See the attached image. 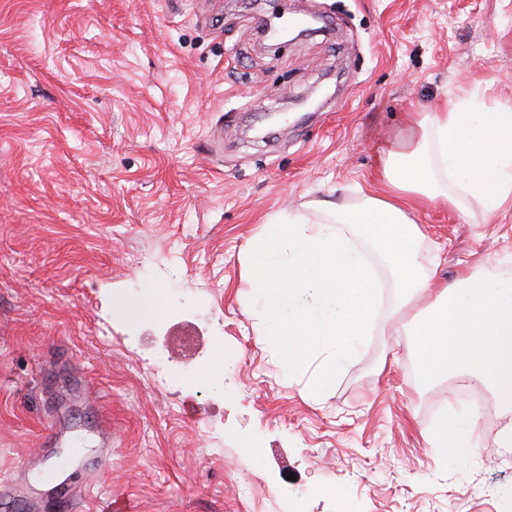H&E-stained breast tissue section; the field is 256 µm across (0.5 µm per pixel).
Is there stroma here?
Listing matches in <instances>:
<instances>
[{"mask_svg":"<svg viewBox=\"0 0 512 512\" xmlns=\"http://www.w3.org/2000/svg\"><path fill=\"white\" fill-rule=\"evenodd\" d=\"M456 97L512 100V0H0V494L64 512L76 475L134 512H512V409L478 387L472 448L432 456L435 409L469 403L392 336L394 288L325 381L326 348L281 366L246 284L266 224L385 193L383 148ZM410 217L436 282L512 272V210ZM157 292L162 319L113 312Z\"/></svg>","mask_w":512,"mask_h":512,"instance_id":"stroma-1","label":"stroma"}]
</instances>
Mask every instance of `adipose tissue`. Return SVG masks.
<instances>
[{
    "label": "adipose tissue",
    "mask_w": 512,
    "mask_h": 512,
    "mask_svg": "<svg viewBox=\"0 0 512 512\" xmlns=\"http://www.w3.org/2000/svg\"><path fill=\"white\" fill-rule=\"evenodd\" d=\"M396 190L451 204L467 200L494 212L512 206V103L485 107L445 101L391 146L380 171ZM330 218L292 216L251 241L247 278L258 292L261 336L295 365L324 343L332 367L356 352L375 322L376 268L389 275L401 304L435 291L414 332L418 368L489 387L512 407V279L465 272L434 288L435 271L419 227L398 198L366 196L347 208L322 205ZM476 414L440 416L427 439L440 450L469 447Z\"/></svg>",
    "instance_id": "obj_1"
}]
</instances>
